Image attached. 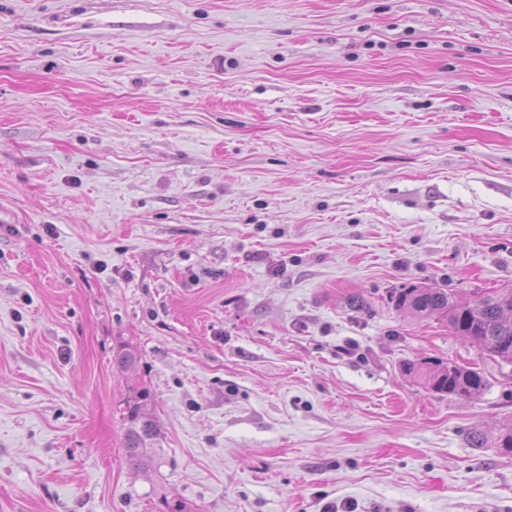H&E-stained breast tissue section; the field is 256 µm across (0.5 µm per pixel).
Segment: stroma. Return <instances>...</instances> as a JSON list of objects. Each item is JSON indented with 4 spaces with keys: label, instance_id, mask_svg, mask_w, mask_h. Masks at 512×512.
Masks as SVG:
<instances>
[{
    "label": "stroma",
    "instance_id": "1",
    "mask_svg": "<svg viewBox=\"0 0 512 512\" xmlns=\"http://www.w3.org/2000/svg\"><path fill=\"white\" fill-rule=\"evenodd\" d=\"M410 285L512 286V0H0V512H512ZM404 370L416 376L429 390L450 394L465 400H478L487 389L488 381L476 367L457 363L433 365L431 362L406 363ZM129 428L126 434L125 449L127 456L137 467L149 465L145 449L147 442L154 438V427L143 405H133L128 411Z\"/></svg>",
    "mask_w": 512,
    "mask_h": 512
}]
</instances>
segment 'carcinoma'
Masks as SVG:
<instances>
[{
  "label": "carcinoma",
  "mask_w": 512,
  "mask_h": 512,
  "mask_svg": "<svg viewBox=\"0 0 512 512\" xmlns=\"http://www.w3.org/2000/svg\"><path fill=\"white\" fill-rule=\"evenodd\" d=\"M390 300L398 311L437 318L454 334L479 345L483 354L495 362L512 364V288L463 301L446 288L410 286L392 294ZM404 370L435 393L470 401L481 398L488 385L481 370L457 363L443 366L409 362ZM128 421L127 456L135 466L146 467L149 457L145 449L154 438L153 423L139 404L129 408ZM496 448L502 455H512V424L500 429Z\"/></svg>",
  "instance_id": "1"
}]
</instances>
